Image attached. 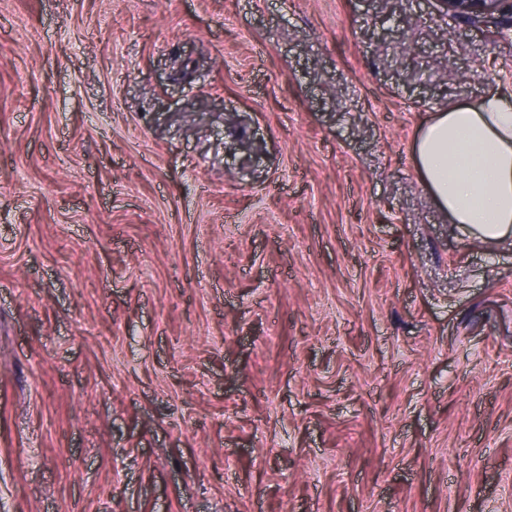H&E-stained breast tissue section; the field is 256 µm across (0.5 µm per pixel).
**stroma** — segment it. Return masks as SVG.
<instances>
[{
  "instance_id": "stroma-1",
  "label": "stroma",
  "mask_w": 512,
  "mask_h": 512,
  "mask_svg": "<svg viewBox=\"0 0 512 512\" xmlns=\"http://www.w3.org/2000/svg\"><path fill=\"white\" fill-rule=\"evenodd\" d=\"M509 82L434 0H0V512H512V239L410 149Z\"/></svg>"
}]
</instances>
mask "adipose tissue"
Instances as JSON below:
<instances>
[{
  "instance_id": "ef3b65f1",
  "label": "adipose tissue",
  "mask_w": 512,
  "mask_h": 512,
  "mask_svg": "<svg viewBox=\"0 0 512 512\" xmlns=\"http://www.w3.org/2000/svg\"><path fill=\"white\" fill-rule=\"evenodd\" d=\"M436 204L467 236L492 246L512 234V90L434 113L413 143Z\"/></svg>"
}]
</instances>
